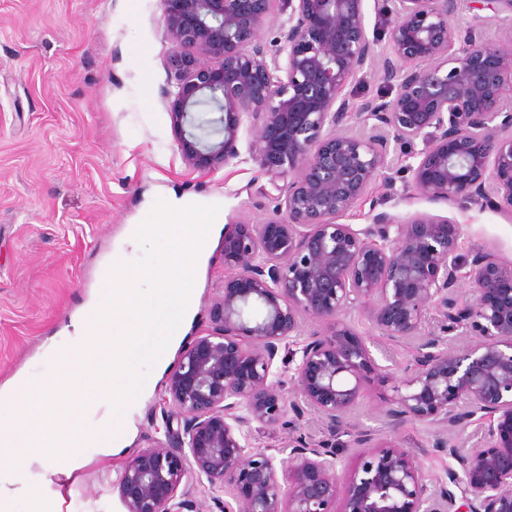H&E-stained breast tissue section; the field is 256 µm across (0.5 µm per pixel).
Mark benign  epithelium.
Instances as JSON below:
<instances>
[{
  "mask_svg": "<svg viewBox=\"0 0 512 512\" xmlns=\"http://www.w3.org/2000/svg\"><path fill=\"white\" fill-rule=\"evenodd\" d=\"M277 1L288 16L270 52L262 30ZM162 4L178 47L166 95L184 164L228 165L244 133L248 159L288 182L264 221L224 228L233 277L212 326L165 381L163 417L179 431L125 461L113 484L124 512H192L191 474L224 490V512H512V262L491 250L462 256L459 226L430 212L400 221L382 211L360 229L340 222L373 182L393 181L392 151L413 159L404 172L427 202L512 215V0H375L391 17L382 48L365 0ZM474 10L500 22L501 42L455 24ZM369 70L395 95L356 108L344 90ZM203 105L220 113L207 134L192 116ZM430 309L438 334L422 331ZM353 311L385 339L415 342L386 425L434 427L433 447L454 461L447 479L429 483L392 436L349 428L365 386L391 377L371 340L342 322ZM307 319L327 331L305 336ZM462 334L477 341L459 350ZM290 346L299 360L289 388L278 359ZM307 410L331 436L350 437L354 466H341L328 439L287 453L250 446L252 424L292 427ZM478 414L482 443L458 444Z\"/></svg>",
  "mask_w": 512,
  "mask_h": 512,
  "instance_id": "1",
  "label": "benign epithelium"
}]
</instances>
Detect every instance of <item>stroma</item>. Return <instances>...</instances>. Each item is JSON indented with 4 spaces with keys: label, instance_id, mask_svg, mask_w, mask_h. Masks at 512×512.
Segmentation results:
<instances>
[{
    "label": "stroma",
    "instance_id": "35a3bbf8",
    "mask_svg": "<svg viewBox=\"0 0 512 512\" xmlns=\"http://www.w3.org/2000/svg\"><path fill=\"white\" fill-rule=\"evenodd\" d=\"M174 50L161 0H0V387L20 373L45 378L56 371L43 355L46 340L63 335L91 298L110 300L112 284L100 271L125 249L130 225L165 224L145 245L159 257L184 233L179 212L165 204L220 212L227 224L256 223L274 209L270 178L254 165L203 172L183 163L165 95ZM376 199L401 220L430 212L460 224L463 255L490 249L512 261V219L496 211L433 205L379 180L346 223H370ZM230 276L223 245L215 243L197 282L190 336L211 327L213 301ZM347 322L391 369L390 379L368 386L353 416L378 429L413 349L386 341L361 315ZM162 395L155 390L134 414L128 448L77 473L63 512H124L112 485L127 457L167 442ZM303 435L325 433L310 415L290 429H251L250 442L286 448ZM395 439L431 480L445 478L449 459L433 448L428 427L405 423Z\"/></svg>",
    "mask_w": 512,
    "mask_h": 512
}]
</instances>
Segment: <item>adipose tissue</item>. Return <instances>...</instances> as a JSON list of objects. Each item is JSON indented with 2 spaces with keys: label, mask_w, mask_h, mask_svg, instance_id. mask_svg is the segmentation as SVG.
I'll return each instance as SVG.
<instances>
[{
  "label": "adipose tissue",
  "mask_w": 512,
  "mask_h": 512,
  "mask_svg": "<svg viewBox=\"0 0 512 512\" xmlns=\"http://www.w3.org/2000/svg\"><path fill=\"white\" fill-rule=\"evenodd\" d=\"M221 221L220 215L209 214L203 223L188 225L179 248L160 261L142 247L163 234L164 225H134L130 250L119 264L138 269L139 287L113 288L108 305L90 300L73 319L71 332L46 348L47 357L60 367L55 390L67 392L77 376H91L95 383L90 395L71 403L53 431L31 422L37 409L27 395L39 379L24 374L12 381L6 396L16 424L0 428V507L24 502L28 512H62L64 490L74 473L126 448L127 421L155 391L197 315L192 281L213 248ZM116 265H104L102 278L113 280ZM138 362L146 363L148 372L131 389H114L113 377Z\"/></svg>",
  "instance_id": "adipose-tissue-1"
}]
</instances>
